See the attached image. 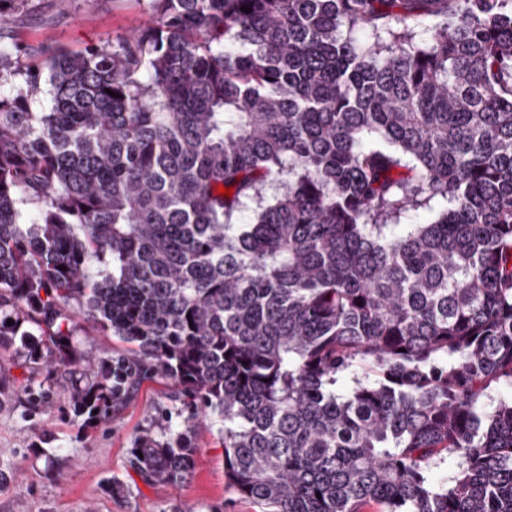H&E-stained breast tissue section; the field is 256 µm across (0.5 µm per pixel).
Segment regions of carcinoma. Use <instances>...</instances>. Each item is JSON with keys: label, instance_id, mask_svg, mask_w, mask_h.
Returning <instances> with one entry per match:
<instances>
[{"label": "carcinoma", "instance_id": "1", "mask_svg": "<svg viewBox=\"0 0 512 512\" xmlns=\"http://www.w3.org/2000/svg\"><path fill=\"white\" fill-rule=\"evenodd\" d=\"M147 13L78 52L0 38V348L87 422L171 383L189 416L135 437L147 484H183L216 416L263 512H512V396L486 407L512 391V0ZM79 314L128 345L121 387ZM76 317L77 326L73 330L72 343L90 362L100 363L110 357L123 354L126 345L110 333L96 330L91 322Z\"/></svg>", "mask_w": 512, "mask_h": 512}]
</instances>
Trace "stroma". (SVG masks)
<instances>
[{"label": "stroma", "instance_id": "obj_1", "mask_svg": "<svg viewBox=\"0 0 512 512\" xmlns=\"http://www.w3.org/2000/svg\"><path fill=\"white\" fill-rule=\"evenodd\" d=\"M38 13L18 18L9 37L27 45L70 51L103 44L138 30L147 20L146 0H35ZM72 343L98 363L123 354L124 343L78 321ZM169 382L145 381L93 425L74 419L66 380L50 386L37 406H0V512H262L224 476L222 424L196 434L199 452L192 476L179 488L144 483L129 464L135 436L145 430H177L185 417ZM118 482L123 492L107 490Z\"/></svg>", "mask_w": 512, "mask_h": 512}]
</instances>
